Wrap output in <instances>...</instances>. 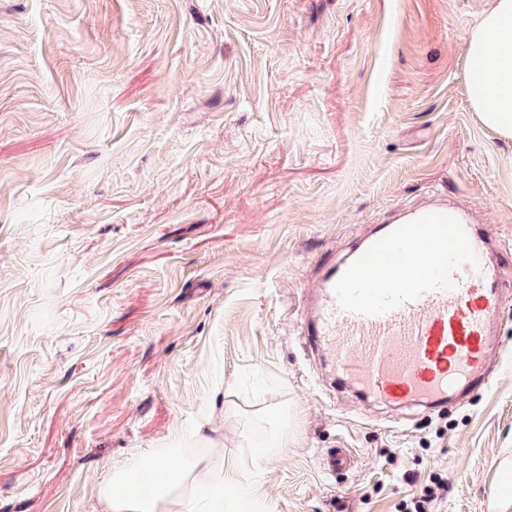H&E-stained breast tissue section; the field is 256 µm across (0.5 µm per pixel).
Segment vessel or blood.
<instances>
[{
	"label": "vessel or blood",
	"mask_w": 512,
	"mask_h": 512,
	"mask_svg": "<svg viewBox=\"0 0 512 512\" xmlns=\"http://www.w3.org/2000/svg\"><path fill=\"white\" fill-rule=\"evenodd\" d=\"M506 249L450 206L412 210L321 274L303 348L372 398L434 403L488 384Z\"/></svg>",
	"instance_id": "b4317fda"
}]
</instances>
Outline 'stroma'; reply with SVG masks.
Segmentation results:
<instances>
[{"label": "stroma", "instance_id": "obj_1", "mask_svg": "<svg viewBox=\"0 0 512 512\" xmlns=\"http://www.w3.org/2000/svg\"><path fill=\"white\" fill-rule=\"evenodd\" d=\"M489 2L0 0V512H103L111 470L182 463L207 418L249 512H403L438 481L427 512H500L512 301L489 386L436 409L340 381L297 310L433 200L512 249V138L465 79Z\"/></svg>", "mask_w": 512, "mask_h": 512}]
</instances>
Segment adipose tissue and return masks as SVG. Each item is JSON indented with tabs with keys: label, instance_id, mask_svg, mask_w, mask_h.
Listing matches in <instances>:
<instances>
[{
	"label": "adipose tissue",
	"instance_id": "ef3b65f1",
	"mask_svg": "<svg viewBox=\"0 0 512 512\" xmlns=\"http://www.w3.org/2000/svg\"><path fill=\"white\" fill-rule=\"evenodd\" d=\"M468 94L484 123L512 137V0H492L467 38ZM143 459L116 469L101 483L104 512H224V468L200 457L176 469L156 466L150 490L127 477Z\"/></svg>",
	"mask_w": 512,
	"mask_h": 512
}]
</instances>
